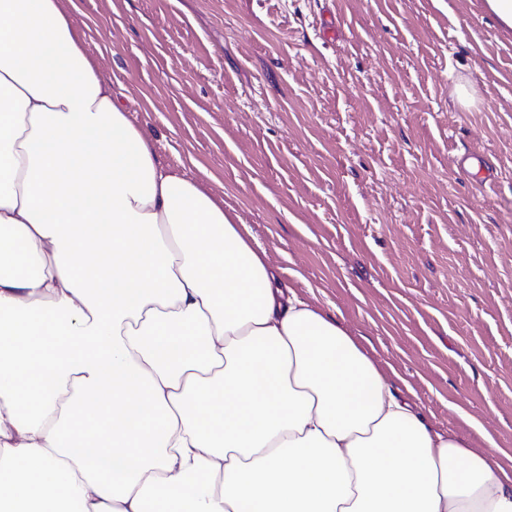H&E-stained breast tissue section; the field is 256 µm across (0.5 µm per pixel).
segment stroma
I'll use <instances>...</instances> for the list:
<instances>
[{"mask_svg": "<svg viewBox=\"0 0 512 512\" xmlns=\"http://www.w3.org/2000/svg\"><path fill=\"white\" fill-rule=\"evenodd\" d=\"M70 12L159 164L223 199L434 429L512 457V28L485 0Z\"/></svg>", "mask_w": 512, "mask_h": 512, "instance_id": "1", "label": "stroma"}]
</instances>
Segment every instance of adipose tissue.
Returning a JSON list of instances; mask_svg holds the SVG:
<instances>
[{"mask_svg":"<svg viewBox=\"0 0 512 512\" xmlns=\"http://www.w3.org/2000/svg\"><path fill=\"white\" fill-rule=\"evenodd\" d=\"M512 512L245 225L165 170L63 0H0V512Z\"/></svg>","mask_w":512,"mask_h":512,"instance_id":"1","label":"adipose tissue"}]
</instances>
